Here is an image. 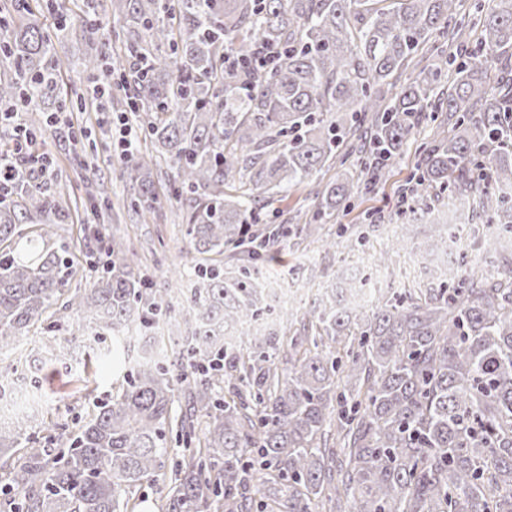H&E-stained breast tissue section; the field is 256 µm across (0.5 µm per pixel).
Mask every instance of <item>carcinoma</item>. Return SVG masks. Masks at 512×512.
Instances as JSON below:
<instances>
[{
	"label": "carcinoma",
	"mask_w": 512,
	"mask_h": 512,
	"mask_svg": "<svg viewBox=\"0 0 512 512\" xmlns=\"http://www.w3.org/2000/svg\"><path fill=\"white\" fill-rule=\"evenodd\" d=\"M498 2L472 47L452 24L461 0H90L107 34L90 27L96 44L77 55L38 20L14 23L27 7L11 4L0 112L63 110L60 76L76 67L106 82L99 106L130 115L146 144L122 164L128 210L158 215L154 176L169 165L200 258L158 288L108 228L113 207L80 225L94 244L81 260L58 233L72 200L53 177L0 190V355L61 312L88 314L93 339H111L97 360L123 372L67 448L34 445L54 425L32 407L0 422V512H138L160 479L158 512H512V256L499 251L512 224V0ZM116 26L122 55L110 52ZM440 38L449 54L393 81ZM261 47L277 55L255 71ZM426 118L444 131L402 196L465 221L415 253L446 255L448 239L477 232L487 265L390 295L365 279L355 291L369 304L331 293L300 316L272 314L260 248L226 270L224 252L267 223L265 194L331 167L359 122L365 179L317 190L306 237L385 180ZM85 265L97 274L72 288ZM176 298L179 349L154 336ZM147 335L152 347L129 356ZM182 355L191 372L175 378Z\"/></svg>",
	"instance_id": "obj_1"
}]
</instances>
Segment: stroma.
I'll use <instances>...</instances> for the list:
<instances>
[{
    "label": "stroma",
    "instance_id": "stroma-1",
    "mask_svg": "<svg viewBox=\"0 0 512 512\" xmlns=\"http://www.w3.org/2000/svg\"><path fill=\"white\" fill-rule=\"evenodd\" d=\"M97 112L93 108L71 109L59 114L54 127L47 129L38 152L50 153L56 160L55 171L60 183L66 184L77 201L76 223L94 221V203L90 200L85 183L77 178L71 154V134L81 128H96ZM110 132L98 135L97 150L105 164L102 176L108 186L111 203H119L126 196L128 186L119 176V169L108 166L109 157L119 152L121 126L116 117H109ZM435 125H422L403 153L391 162V176L387 182L352 201L348 210L338 212L335 220L323 225L315 242L299 241L295 236L282 238L280 244L268 252L261 269L274 287L291 289L288 304L292 312H304L315 306L324 292L341 288L374 273V257L390 246L394 226L385 222L367 226L365 245L352 246L351 235H339V227H353L363 222L365 213L394 210L399 190L415 169L424 146L432 141ZM356 156L339 161L304 182L289 187L287 192L270 195L265 201L268 214L296 221L299 215L311 213L314 192L318 184L325 183L345 173L359 172ZM166 217L157 223L144 224L135 216L121 217L114 222L116 233L138 247L140 267L150 275L156 285H163L176 269L190 262L193 253L179 225L176 204L164 207ZM339 239L338 248L331 249L327 240ZM70 319H62L55 332L31 331L23 337L14 353L0 357V376L25 390H38L43 405L40 413L45 420L55 423V434L68 438L83 424L93 401L109 397L118 388L121 378L116 372L105 369L87 345L70 340Z\"/></svg>",
    "mask_w": 512,
    "mask_h": 512
}]
</instances>
